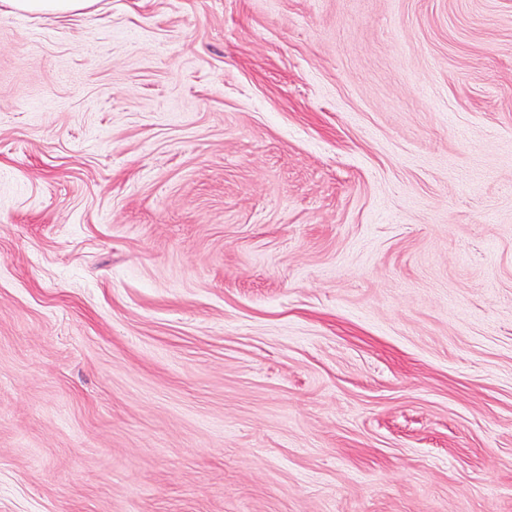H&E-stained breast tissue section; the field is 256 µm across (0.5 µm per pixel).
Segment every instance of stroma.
<instances>
[{"mask_svg": "<svg viewBox=\"0 0 512 512\" xmlns=\"http://www.w3.org/2000/svg\"><path fill=\"white\" fill-rule=\"evenodd\" d=\"M0 12V512H512V0Z\"/></svg>", "mask_w": 512, "mask_h": 512, "instance_id": "stroma-1", "label": "stroma"}]
</instances>
